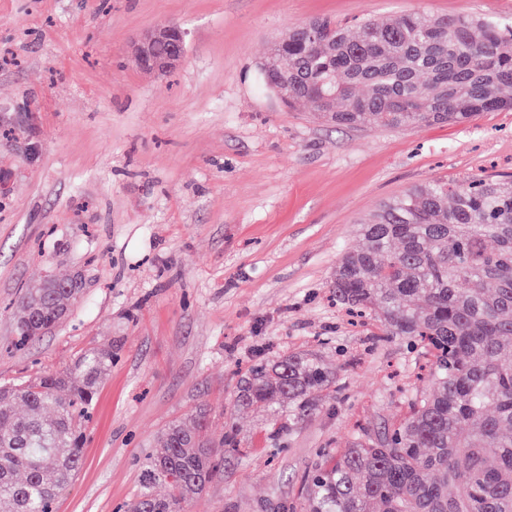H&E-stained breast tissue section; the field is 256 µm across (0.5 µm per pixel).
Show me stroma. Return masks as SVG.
Wrapping results in <instances>:
<instances>
[{"mask_svg":"<svg viewBox=\"0 0 512 512\" xmlns=\"http://www.w3.org/2000/svg\"><path fill=\"white\" fill-rule=\"evenodd\" d=\"M406 11L492 16L512 0H0V384L111 344L83 464L56 512H124L172 422L234 433L190 512H308L328 453L402 415L425 356L332 296L336 264L380 204L480 171L512 177V112L400 130L285 106L259 65L289 30ZM169 21L181 65L140 68L132 39ZM82 288L48 332L15 345L45 276ZM306 353L336 373L283 431L232 402L254 356Z\"/></svg>","mask_w":512,"mask_h":512,"instance_id":"obj_1","label":"stroma"}]
</instances>
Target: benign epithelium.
Wrapping results in <instances>:
<instances>
[{"label":"benign epithelium","instance_id":"1","mask_svg":"<svg viewBox=\"0 0 512 512\" xmlns=\"http://www.w3.org/2000/svg\"><path fill=\"white\" fill-rule=\"evenodd\" d=\"M161 46L167 47V52L157 53ZM132 50L142 68L156 74H167L184 58L186 31L176 23L161 22L135 40Z\"/></svg>","mask_w":512,"mask_h":512}]
</instances>
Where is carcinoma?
<instances>
[{"label": "carcinoma", "instance_id": "cac0c4a2", "mask_svg": "<svg viewBox=\"0 0 512 512\" xmlns=\"http://www.w3.org/2000/svg\"><path fill=\"white\" fill-rule=\"evenodd\" d=\"M310 24L327 35L311 42L298 27L275 43L263 84L327 121L404 129L512 111V29L493 18L409 12L355 33ZM361 232L336 266V298L376 306L385 335L428 350V389L383 433H359L315 470L311 512H512V180L410 189ZM78 292L72 278L27 289L17 343L58 323ZM111 368L112 346L94 347L63 372L0 386V502L11 512H53L82 466L81 419ZM333 384L320 361L290 355L254 364L234 402L281 430L282 409L303 416ZM209 429L199 414L164 430L128 512H186L217 473Z\"/></svg>", "mask_w": 512, "mask_h": 512}]
</instances>
